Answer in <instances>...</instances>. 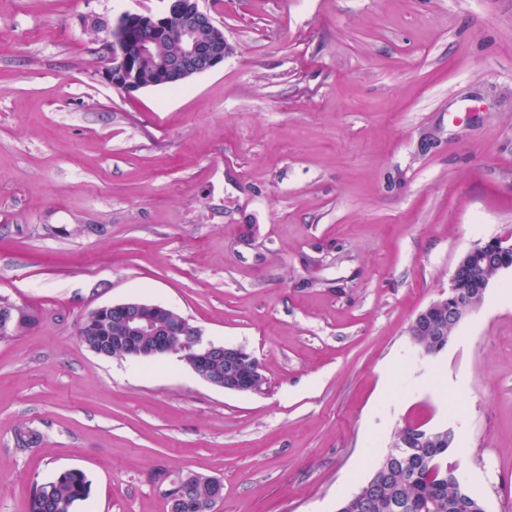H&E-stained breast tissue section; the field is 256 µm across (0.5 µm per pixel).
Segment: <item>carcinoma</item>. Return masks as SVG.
Here are the masks:
<instances>
[{
	"mask_svg": "<svg viewBox=\"0 0 512 512\" xmlns=\"http://www.w3.org/2000/svg\"><path fill=\"white\" fill-rule=\"evenodd\" d=\"M34 322V311L23 309L9 323L0 322V341L26 332ZM116 330V324L109 322L101 333L86 337V342L123 359V351L112 346ZM442 431L436 444L390 448L370 478L340 502L337 512H395L392 502L399 498L405 502L404 512H486L483 502L461 487L458 468L448 463V454L457 449V437H448L446 427ZM88 493L89 483L81 470L60 472L36 487L29 512H72L74 504Z\"/></svg>",
	"mask_w": 512,
	"mask_h": 512,
	"instance_id": "carcinoma-1",
	"label": "carcinoma"
}]
</instances>
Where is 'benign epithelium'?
Masks as SVG:
<instances>
[{
  "label": "benign epithelium",
  "instance_id": "7a95c632",
  "mask_svg": "<svg viewBox=\"0 0 512 512\" xmlns=\"http://www.w3.org/2000/svg\"><path fill=\"white\" fill-rule=\"evenodd\" d=\"M162 12L125 11L107 28L100 51L108 65L103 77L114 87L135 92L150 87L141 79V71L149 67L156 75L155 85L176 87L195 75L224 64L230 48L224 42V30L213 17L199 8V0H164ZM138 39L139 54L131 57L127 44ZM174 42L178 51L173 56L157 53V47ZM512 254V239L498 237L477 244L459 259L450 279L448 294L421 310L411 321V336H442L446 328H454L478 309L497 276L512 270L500 257ZM469 289L461 301V289ZM168 307L140 301H128L99 307L90 312L82 325L86 333H94L109 320L122 322L119 343L126 356L138 362L160 360L179 355L180 360L206 383L233 393H256L262 363L241 346H225L203 339L201 330L184 317L176 316L166 323L158 316ZM192 337L188 352L178 354L173 340ZM199 474L188 472L176 482L158 486L176 512H193L196 499L193 488Z\"/></svg>",
  "mask_w": 512,
  "mask_h": 512
}]
</instances>
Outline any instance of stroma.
<instances>
[{"label":"stroma","instance_id":"1","mask_svg":"<svg viewBox=\"0 0 512 512\" xmlns=\"http://www.w3.org/2000/svg\"><path fill=\"white\" fill-rule=\"evenodd\" d=\"M200 5L223 66L127 93L93 23L160 0H0V297L37 316L0 341V512L71 468L73 512H170L160 471L220 478L213 512H336L409 420L512 512V272L439 355L408 334L512 234V0ZM130 300L245 347L264 389L89 351L83 319Z\"/></svg>","mask_w":512,"mask_h":512}]
</instances>
